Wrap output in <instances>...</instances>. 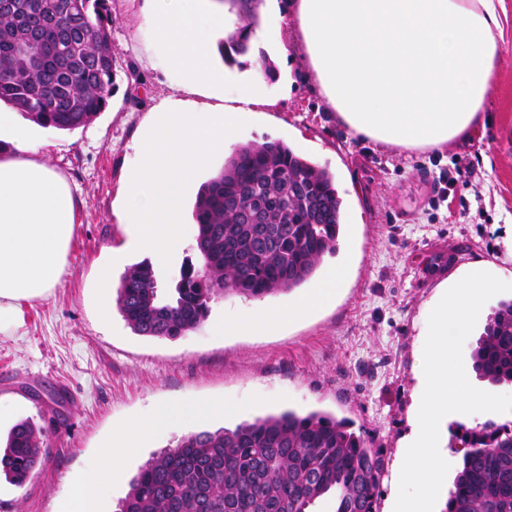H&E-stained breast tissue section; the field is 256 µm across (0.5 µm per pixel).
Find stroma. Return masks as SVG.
Segmentation results:
<instances>
[{
	"label": "stroma",
	"mask_w": 512,
	"mask_h": 512,
	"mask_svg": "<svg viewBox=\"0 0 512 512\" xmlns=\"http://www.w3.org/2000/svg\"><path fill=\"white\" fill-rule=\"evenodd\" d=\"M149 7V0H111L118 75L108 108L73 131L32 128L46 145L43 161L76 190L78 224L60 284L47 299L23 304L20 327L0 333V409L10 413L0 434L25 419L44 429L43 456L29 482L0 480V512H56L98 464L113 428L160 406L174 419L137 447L118 449L104 512H116L140 466L181 437L288 409L348 419L368 447L380 450L378 512H389L428 307L444 281L471 265L512 283V23L498 50L483 135L426 149L352 134L328 111L295 25L281 28L268 49L278 71L269 84L276 105L258 107L238 141H284L333 173L344 227L336 256L324 264L345 265L347 281L312 316L264 334L227 335L219 326L255 308L295 304L308 287L262 299L222 296L201 325L170 340L134 334L116 310L102 319L97 290L102 270L117 282L140 260L132 253L124 264L112 262L127 240L116 216L121 187L148 109L178 92L162 53L150 47ZM473 155L482 161L481 181L449 187L454 159ZM433 249L452 252L453 262L425 279L421 263ZM221 400L248 410L193 416Z\"/></svg>",
	"instance_id": "1"
}]
</instances>
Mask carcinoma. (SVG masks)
<instances>
[{
	"instance_id": "1",
	"label": "carcinoma",
	"mask_w": 512,
	"mask_h": 512,
	"mask_svg": "<svg viewBox=\"0 0 512 512\" xmlns=\"http://www.w3.org/2000/svg\"><path fill=\"white\" fill-rule=\"evenodd\" d=\"M110 0H77L65 22L55 0H0V102L43 127L74 130L104 111L115 87ZM239 24L220 44L227 65L258 54L267 78L276 70L252 42L261 0H222ZM30 55L16 52L22 43ZM342 202L332 174L280 140L236 147L204 181L192 218L201 265H184L173 291L160 292L152 266L132 265L117 289V309L131 330L175 339L207 317L221 295L261 299L313 280L334 256ZM255 214L259 223L237 222ZM477 375L512 383V299L487 322L472 355ZM43 430L16 423L0 446V478L37 467ZM469 449L443 512H512V429L493 421L466 429ZM384 461L344 419L288 410L233 428L189 434L149 459L117 512H312L335 499V512H377Z\"/></svg>"
}]
</instances>
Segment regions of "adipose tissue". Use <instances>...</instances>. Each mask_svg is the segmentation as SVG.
<instances>
[{
  "label": "adipose tissue",
  "mask_w": 512,
  "mask_h": 512,
  "mask_svg": "<svg viewBox=\"0 0 512 512\" xmlns=\"http://www.w3.org/2000/svg\"><path fill=\"white\" fill-rule=\"evenodd\" d=\"M269 33L298 23L305 60L330 111L354 134L408 149L468 139L483 112L508 17L504 0H294ZM0 332L18 326L21 303L49 297L64 273L78 202L70 183L40 161L25 122L0 113ZM343 268L285 310L250 312L232 330L266 331L331 302ZM113 467L101 460L58 512H102Z\"/></svg>",
  "instance_id": "1"
}]
</instances>
